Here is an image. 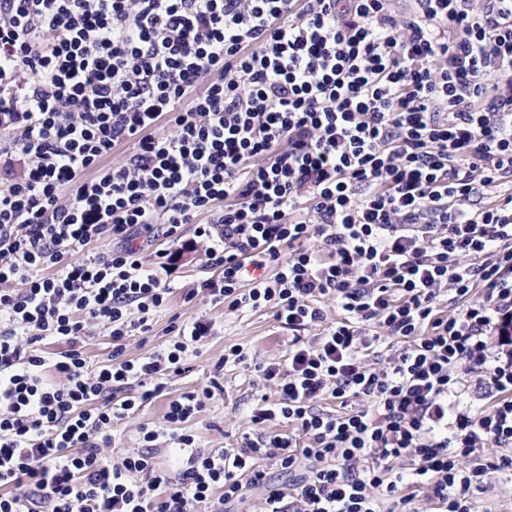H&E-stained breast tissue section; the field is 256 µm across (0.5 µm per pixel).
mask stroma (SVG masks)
Returning <instances> with one entry per match:
<instances>
[{
    "label": "stroma",
    "instance_id": "35a3bbf8",
    "mask_svg": "<svg viewBox=\"0 0 512 512\" xmlns=\"http://www.w3.org/2000/svg\"><path fill=\"white\" fill-rule=\"evenodd\" d=\"M192 230H185L181 241L171 246L174 255L171 281L175 288L169 308L159 314L149 339L133 336L126 340V353L135 357L147 349L167 344L171 316L189 322L201 317L211 319L216 334L199 348L197 357L188 363L185 373L165 380L161 397L148 403L137 415L118 422L114 427L115 447L109 448L112 456L137 448L139 429L144 425L161 422L170 398L186 392L202 391L209 382H217L218 391L207 400L205 408L185 425L203 449L233 448L244 434L252 432L248 410L260 395L276 398V388L263 384L253 367L281 358L288 348V332L280 327L273 309L258 312H233L217 306L204 295L186 300L185 293L205 279L217 277L218 271L211 266L201 245L193 241ZM239 346L249 358V367L222 365L226 350Z\"/></svg>",
    "mask_w": 512,
    "mask_h": 512
}]
</instances>
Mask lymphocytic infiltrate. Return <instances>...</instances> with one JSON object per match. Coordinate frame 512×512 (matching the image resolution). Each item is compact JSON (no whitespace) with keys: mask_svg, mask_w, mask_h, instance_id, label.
Here are the masks:
<instances>
[{"mask_svg":"<svg viewBox=\"0 0 512 512\" xmlns=\"http://www.w3.org/2000/svg\"><path fill=\"white\" fill-rule=\"evenodd\" d=\"M509 181L512 0H0V512H225L255 489L265 512H418L422 493L474 512L489 471L512 472V196L480 199ZM188 225L220 270L211 303L288 329L257 368L279 396L255 435L204 450L180 426L213 393L183 394L115 460L114 424L215 333L174 322L125 353L169 304L153 244ZM466 382L494 403L462 402ZM88 334L91 336L89 345L86 347L88 355L94 362L104 361L112 350V341L108 332L104 328H91Z\"/></svg>","mask_w":512,"mask_h":512,"instance_id":"obj_1","label":"lymphocytic infiltrate"}]
</instances>
